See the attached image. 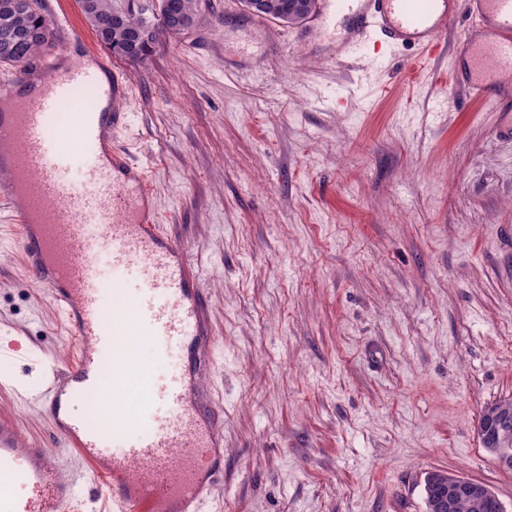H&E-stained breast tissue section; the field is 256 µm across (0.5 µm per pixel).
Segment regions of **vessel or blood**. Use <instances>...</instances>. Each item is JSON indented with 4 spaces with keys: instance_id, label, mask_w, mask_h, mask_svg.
<instances>
[{
    "instance_id": "1",
    "label": "vessel or blood",
    "mask_w": 512,
    "mask_h": 512,
    "mask_svg": "<svg viewBox=\"0 0 512 512\" xmlns=\"http://www.w3.org/2000/svg\"><path fill=\"white\" fill-rule=\"evenodd\" d=\"M469 25L453 47L444 37L459 18ZM336 30V54L382 38L413 47L432 59L452 52V75L469 99L512 107V0H325L314 17ZM29 87L33 96L18 111L0 113V199L13 209L25 260L60 305L68 328L87 344L72 377L51 387L46 405L59 417L73 382L98 387L104 370L125 385L135 362L121 338L124 325L152 337L160 349L175 345L185 357L181 373L151 379V419L129 434L88 432L79 424L59 431L112 492L118 512H203L211 488L224 471V411L193 399L196 372L212 364L210 326L201 279L184 250L155 222L145 168L113 146L129 113L80 112L72 132L56 117L77 89L95 100H121L127 79L103 83L99 64L83 59L65 66L48 62L18 72L0 86V97ZM76 138L96 151L77 193L65 142ZM112 270L113 298L132 297L126 324L108 321L100 300L101 262ZM0 475L20 485L15 497L0 493V512H73L82 488L55 468L43 448H22L8 423L0 424Z\"/></svg>"
}]
</instances>
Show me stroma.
Here are the masks:
<instances>
[{
  "label": "stroma",
  "mask_w": 512,
  "mask_h": 512,
  "mask_svg": "<svg viewBox=\"0 0 512 512\" xmlns=\"http://www.w3.org/2000/svg\"><path fill=\"white\" fill-rule=\"evenodd\" d=\"M131 62L115 140L149 170L159 222L202 274L224 405L212 512H425L426 476L512 472L478 438L512 400V138L452 84L450 55L356 49L259 27L236 0ZM83 349L0 205V420L89 469L34 397Z\"/></svg>",
  "instance_id": "35a3bbf8"
}]
</instances>
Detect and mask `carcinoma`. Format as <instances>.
<instances>
[{
  "label": "carcinoma",
  "mask_w": 512,
  "mask_h": 512,
  "mask_svg": "<svg viewBox=\"0 0 512 512\" xmlns=\"http://www.w3.org/2000/svg\"><path fill=\"white\" fill-rule=\"evenodd\" d=\"M170 2L174 10L189 22L201 18L199 0H158ZM289 0H270L267 18L287 25H298V14L288 11ZM81 12L98 41L112 54L138 61L147 56L163 32L177 37L184 29L172 24L167 10L146 15L147 9L138 0H79ZM56 44V32L46 17L32 12L27 0H0V65L26 68L42 49ZM498 495L476 504L467 499L457 502L454 512H497Z\"/></svg>",
  "instance_id": "1"
}]
</instances>
